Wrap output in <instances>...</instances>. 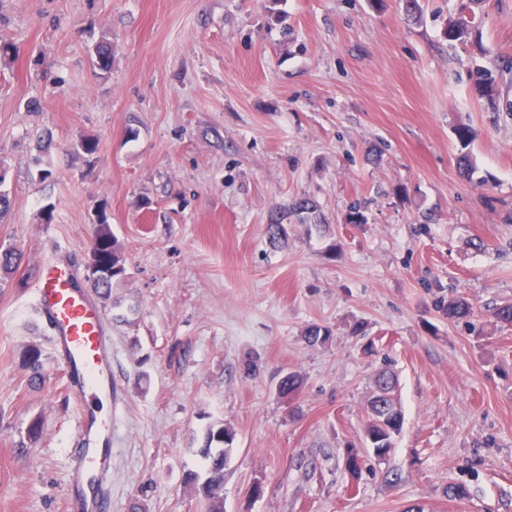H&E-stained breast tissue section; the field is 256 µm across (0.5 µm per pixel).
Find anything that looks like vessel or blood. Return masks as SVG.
Segmentation results:
<instances>
[{
    "label": "vessel or blood",
    "instance_id": "vessel-or-blood-1",
    "mask_svg": "<svg viewBox=\"0 0 512 512\" xmlns=\"http://www.w3.org/2000/svg\"><path fill=\"white\" fill-rule=\"evenodd\" d=\"M34 310L71 390L111 399L112 339L102 310L82 287L65 253L51 254L42 262ZM76 437L79 448L66 488L68 512H105L104 495L112 479L111 417L84 409Z\"/></svg>",
    "mask_w": 512,
    "mask_h": 512
}]
</instances>
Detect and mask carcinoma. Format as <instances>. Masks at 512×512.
Instances as JSON below:
<instances>
[{
  "label": "carcinoma",
  "mask_w": 512,
  "mask_h": 512,
  "mask_svg": "<svg viewBox=\"0 0 512 512\" xmlns=\"http://www.w3.org/2000/svg\"><path fill=\"white\" fill-rule=\"evenodd\" d=\"M471 22L463 17L459 21H452L445 28L444 36L448 40L464 45L472 37ZM497 76L488 70H481L476 75V87L485 95L496 92ZM295 215L303 224H320L321 217L317 214L316 205L307 198H299L288 207V212L272 220L266 226V233L270 243L276 245L288 238V228L283 221L288 216ZM97 244L95 251L99 265L112 272L109 277H88L91 287L100 295L109 297L112 288L120 286L126 279V259L122 244L116 239L109 228L106 218L98 221ZM22 251L16 246L0 250V281L5 282L19 268ZM442 310L450 319L464 320L471 316L472 306L463 296H453L443 302ZM332 335L327 326L310 325L304 338L311 345H323ZM304 379L297 372H288L277 383L278 394L288 400L295 399L302 389ZM374 389L367 401V419L363 428L364 442L379 459L389 455L393 447V438L398 435L403 426L402 410L386 398V395L395 393L397 379L393 373L382 370L373 380ZM206 444L202 456L206 461L204 475L191 473L187 484L201 497L206 512H224V465L233 452L229 447L232 441V431L224 427L220 421L208 426Z\"/></svg>",
  "instance_id": "carcinoma-1"
}]
</instances>
